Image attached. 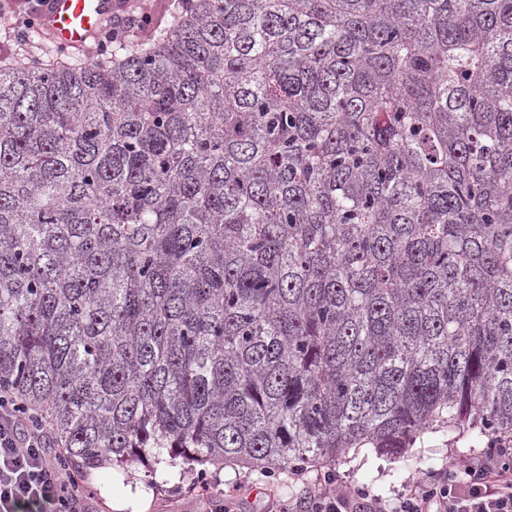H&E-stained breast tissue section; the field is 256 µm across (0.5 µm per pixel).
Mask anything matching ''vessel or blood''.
I'll list each match as a JSON object with an SVG mask.
<instances>
[{
	"mask_svg": "<svg viewBox=\"0 0 512 512\" xmlns=\"http://www.w3.org/2000/svg\"><path fill=\"white\" fill-rule=\"evenodd\" d=\"M119 8V0H43L39 31L59 47H83Z\"/></svg>",
	"mask_w": 512,
	"mask_h": 512,
	"instance_id": "vessel-or-blood-1",
	"label": "vessel or blood"
}]
</instances>
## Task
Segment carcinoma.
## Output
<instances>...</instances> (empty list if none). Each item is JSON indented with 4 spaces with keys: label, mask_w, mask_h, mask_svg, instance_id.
Listing matches in <instances>:
<instances>
[{
    "label": "carcinoma",
    "mask_w": 512,
    "mask_h": 512,
    "mask_svg": "<svg viewBox=\"0 0 512 512\" xmlns=\"http://www.w3.org/2000/svg\"><path fill=\"white\" fill-rule=\"evenodd\" d=\"M0 387L80 473L512 432V0H184L0 59Z\"/></svg>",
    "instance_id": "cac0c4a2"
}]
</instances>
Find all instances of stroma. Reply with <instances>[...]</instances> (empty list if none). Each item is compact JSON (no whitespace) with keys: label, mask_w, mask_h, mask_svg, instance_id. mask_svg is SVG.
<instances>
[{"label":"stroma","mask_w":512,"mask_h":512,"mask_svg":"<svg viewBox=\"0 0 512 512\" xmlns=\"http://www.w3.org/2000/svg\"><path fill=\"white\" fill-rule=\"evenodd\" d=\"M471 441L458 432L437 428L427 431L412 448L423 457L426 469H437L448 459L469 450ZM324 463L315 464L283 490L281 479L259 477L245 467H224L207 482L194 481L192 475L172 476L164 456L128 463L123 469L104 467L92 470L83 480L92 512H213L226 506L230 512H274L288 495L298 494L302 486L318 488L319 477L327 471ZM340 477L367 488L386 499L397 497L410 480L400 463L373 449H353L337 464ZM206 497H197L199 489Z\"/></svg>","instance_id":"stroma-1"}]
</instances>
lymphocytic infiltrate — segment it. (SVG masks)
I'll list each match as a JSON object with an SVG mask.
<instances>
[{
    "label": "lymphocytic infiltrate",
    "instance_id": "obj_1",
    "mask_svg": "<svg viewBox=\"0 0 512 512\" xmlns=\"http://www.w3.org/2000/svg\"><path fill=\"white\" fill-rule=\"evenodd\" d=\"M149 16L130 6L108 21L97 38L99 51L141 30ZM56 442L44 415L21 408L0 391V512H86L78 479L53 454ZM512 437H495L479 456L424 473L394 500L324 474L321 490L288 502V512H512V462L505 453Z\"/></svg>",
    "mask_w": 512,
    "mask_h": 512
}]
</instances>
